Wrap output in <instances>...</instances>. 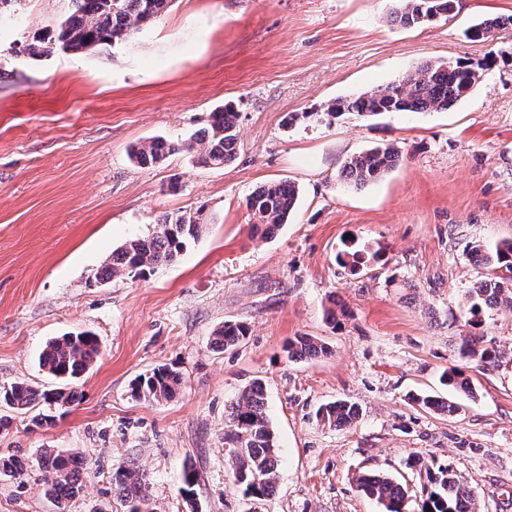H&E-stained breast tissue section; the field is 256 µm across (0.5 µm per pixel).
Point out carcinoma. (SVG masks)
Listing matches in <instances>:
<instances>
[{
	"instance_id": "cac0c4a2",
	"label": "carcinoma",
	"mask_w": 512,
	"mask_h": 512,
	"mask_svg": "<svg viewBox=\"0 0 512 512\" xmlns=\"http://www.w3.org/2000/svg\"><path fill=\"white\" fill-rule=\"evenodd\" d=\"M71 12L45 35L29 43L25 51L31 58L57 51L80 52L123 42L141 27L156 20L166 11L169 0H70ZM455 0H397L390 21L405 28L420 26L450 15ZM512 18H486L469 29L473 40H486ZM492 61L464 63L427 62L407 73L402 79L384 87L364 92L352 99H339L326 108L325 115L336 118L345 112L377 116L385 112H439L455 106L467 97ZM239 112L231 103L210 113V120L198 133L176 143L154 137L134 149L131 159L142 167L152 166L168 156L184 152L191 162L208 168H221L234 161L239 147ZM401 158L394 146H376L351 156L342 166L338 180L344 185L364 186L392 171ZM298 187L287 181L270 182L246 199L253 218L252 230L267 236L287 223L296 205ZM205 224L200 212H184L163 216L154 231L131 239L115 250L96 278L104 280L124 274H142L145 270L174 262L187 247L197 241ZM475 265L487 274L468 292L467 324L475 329L477 317L485 308L502 304L512 306V240H504L490 249L482 244L470 247ZM339 262L356 270L366 262L365 250L350 242L339 254ZM248 328L240 323L226 322L217 328L211 339L213 349L224 352L240 345ZM287 359L298 361L326 355L328 346L313 336H298L288 342ZM100 347L88 332L69 333L51 339L39 356L40 367L55 378L67 382L76 379L97 361ZM460 358L468 364L487 369L497 365L501 352L485 344L483 337L470 333L459 348ZM184 382L182 372L174 366H160L148 375H141L131 385V394L138 400L160 401L174 397ZM440 383L462 393L473 395L470 377L465 369L453 366L440 376ZM78 400L77 392L66 388L37 390L23 382L0 386V405L16 411L29 412L39 403L54 406L64 415ZM423 410L458 411L454 401L430 394L411 397ZM318 422L330 429L345 428L359 417L358 407L345 400L320 406ZM224 446L235 455L227 460L235 485L243 495L257 500L271 497L276 489L280 456L275 434L266 412V393L255 381L246 386L238 398L225 408ZM42 469L53 474L46 494L64 505L82 489L79 455L46 452L41 456ZM424 477L420 485V512H475L477 487L459 479L448 464H437L415 454L409 462ZM24 474V465L16 455L0 456V478L17 479ZM200 475L186 463L181 470L182 491L188 506L196 505V486ZM357 488L376 500L383 512H404L409 495L408 486L392 475L370 471L356 478ZM112 485L122 499L126 512H149L143 492L145 474L127 464L116 468Z\"/></svg>"
}]
</instances>
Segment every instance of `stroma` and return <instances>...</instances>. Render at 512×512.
I'll use <instances>...</instances> for the list:
<instances>
[{
  "instance_id": "35a3bbf8",
  "label": "stroma",
  "mask_w": 512,
  "mask_h": 512,
  "mask_svg": "<svg viewBox=\"0 0 512 512\" xmlns=\"http://www.w3.org/2000/svg\"><path fill=\"white\" fill-rule=\"evenodd\" d=\"M393 8L172 0L126 42L34 59L27 44L70 0H15L0 16V385L54 389L38 364L51 338L86 331L101 345L67 414L38 428L13 413L0 454L27 470L0 480V512H125L112 474L129 463L146 475L149 512H189L187 462L200 472L202 512H380L356 476L420 484L406 464L415 452L476 484V512H512V308L480 316L478 333L502 359L471 369L474 399L451 415L409 399H454L439 377L460 362L465 296L484 274L468 247L512 238V27L488 41L466 35L512 16V0H457L448 18L412 28L390 22ZM487 57L496 66L449 110L323 113L418 64ZM227 103L240 113L234 163L131 160L143 140H184ZM386 144L402 153L397 167L339 184L350 156ZM280 180L299 188L295 211L274 235H251L247 197ZM197 210L207 228L175 262L96 279L113 249L162 215ZM347 238L372 255L356 275L336 259ZM227 321L249 333L214 352L212 332ZM297 336L330 355L288 361ZM165 364L183 374L179 395L134 399L132 380ZM257 379L281 460L276 492L261 501L234 485L224 446V406ZM337 399L357 403L359 419L319 425L317 408ZM48 448L85 460L83 488L62 507L45 493Z\"/></svg>"
}]
</instances>
